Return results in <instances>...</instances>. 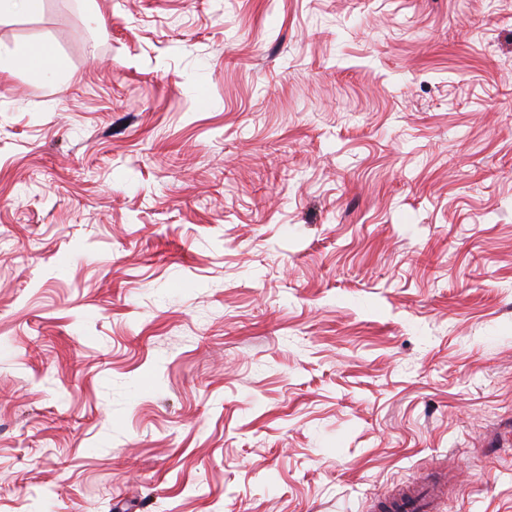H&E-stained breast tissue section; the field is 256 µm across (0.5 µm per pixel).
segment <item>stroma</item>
I'll list each match as a JSON object with an SVG mask.
<instances>
[{
    "label": "stroma",
    "instance_id": "35a3bbf8",
    "mask_svg": "<svg viewBox=\"0 0 512 512\" xmlns=\"http://www.w3.org/2000/svg\"><path fill=\"white\" fill-rule=\"evenodd\" d=\"M0 512H512V0L0 19ZM436 471L421 483H410L372 504L371 512H438L446 497V484L435 478Z\"/></svg>",
    "mask_w": 512,
    "mask_h": 512
}]
</instances>
